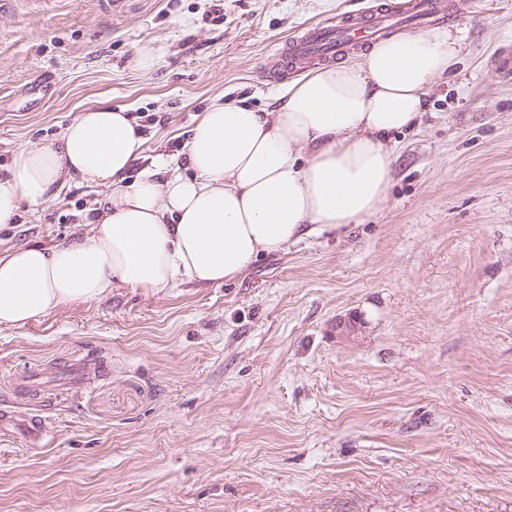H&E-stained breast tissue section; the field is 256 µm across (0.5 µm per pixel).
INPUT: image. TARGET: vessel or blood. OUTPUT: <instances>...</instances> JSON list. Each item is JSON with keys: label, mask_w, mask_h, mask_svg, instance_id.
Here are the masks:
<instances>
[{"label": "vessel or blood", "mask_w": 512, "mask_h": 512, "mask_svg": "<svg viewBox=\"0 0 512 512\" xmlns=\"http://www.w3.org/2000/svg\"><path fill=\"white\" fill-rule=\"evenodd\" d=\"M439 0H407L405 7L372 6L362 20L343 16L310 25L286 39L282 49L264 70L276 82L292 72L336 61L351 49H359L395 28H416L433 21L441 12Z\"/></svg>", "instance_id": "b4317fda"}]
</instances>
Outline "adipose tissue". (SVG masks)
Wrapping results in <instances>:
<instances>
[{
  "mask_svg": "<svg viewBox=\"0 0 512 512\" xmlns=\"http://www.w3.org/2000/svg\"><path fill=\"white\" fill-rule=\"evenodd\" d=\"M457 33H396L289 84L261 112L214 102L167 176L128 180L145 139L125 108H84L59 140L18 148L0 172V224L72 180L108 188L88 235L0 257V326L191 281L219 285L259 257L360 224L388 197L395 134L418 126L431 84L457 63Z\"/></svg>",
  "mask_w": 512,
  "mask_h": 512,
  "instance_id": "1",
  "label": "adipose tissue"
}]
</instances>
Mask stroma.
<instances>
[{
	"instance_id": "stroma-1",
	"label": "stroma",
	"mask_w": 512,
	"mask_h": 512,
	"mask_svg": "<svg viewBox=\"0 0 512 512\" xmlns=\"http://www.w3.org/2000/svg\"><path fill=\"white\" fill-rule=\"evenodd\" d=\"M374 3L0 0V167L88 105L139 122L136 168L175 165L215 96L277 107L289 35ZM448 8L461 59L398 134L382 212L225 284L0 327V512H512V0ZM105 194L23 206L0 256L86 233Z\"/></svg>"
}]
</instances>
